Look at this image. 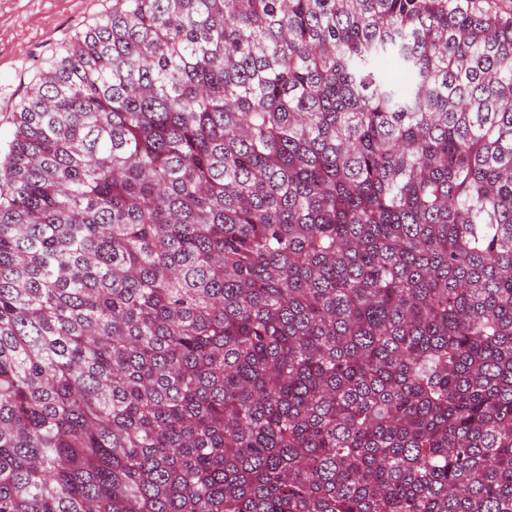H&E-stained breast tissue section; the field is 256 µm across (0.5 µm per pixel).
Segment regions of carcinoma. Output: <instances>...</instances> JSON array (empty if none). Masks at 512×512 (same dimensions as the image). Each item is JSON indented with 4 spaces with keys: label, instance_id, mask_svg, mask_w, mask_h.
<instances>
[{
    "label": "carcinoma",
    "instance_id": "cac0c4a2",
    "mask_svg": "<svg viewBox=\"0 0 512 512\" xmlns=\"http://www.w3.org/2000/svg\"><path fill=\"white\" fill-rule=\"evenodd\" d=\"M112 0L0 161V512H512V6Z\"/></svg>",
    "mask_w": 512,
    "mask_h": 512
}]
</instances>
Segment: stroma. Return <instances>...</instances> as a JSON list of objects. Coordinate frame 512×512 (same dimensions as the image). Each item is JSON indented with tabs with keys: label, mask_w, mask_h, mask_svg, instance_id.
I'll return each instance as SVG.
<instances>
[{
	"label": "stroma",
	"mask_w": 512,
	"mask_h": 512,
	"mask_svg": "<svg viewBox=\"0 0 512 512\" xmlns=\"http://www.w3.org/2000/svg\"><path fill=\"white\" fill-rule=\"evenodd\" d=\"M111 9L112 0H0V153L12 138L13 114L41 69Z\"/></svg>",
	"instance_id": "1"
}]
</instances>
